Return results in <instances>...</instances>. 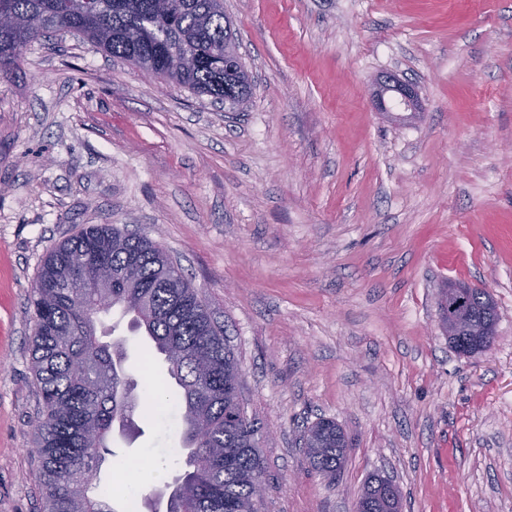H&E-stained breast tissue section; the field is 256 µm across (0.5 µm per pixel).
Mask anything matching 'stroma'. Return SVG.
Masks as SVG:
<instances>
[{
	"instance_id": "35a3bbf8",
	"label": "stroma",
	"mask_w": 512,
	"mask_h": 512,
	"mask_svg": "<svg viewBox=\"0 0 512 512\" xmlns=\"http://www.w3.org/2000/svg\"><path fill=\"white\" fill-rule=\"evenodd\" d=\"M247 111L65 34L0 77V512H44L29 296L88 224L157 241L223 327L260 425V512H355L388 477L403 512H512V0H224ZM419 112L380 113L377 77ZM488 291L490 350L460 355L443 288ZM336 419L335 484L302 429ZM99 473L126 512L184 466L177 419L136 413ZM389 92L398 95L399 105L403 106L404 110L419 112L420 103L415 87L394 74L379 78L376 82L374 103L379 112H389L384 99L385 94Z\"/></svg>"
}]
</instances>
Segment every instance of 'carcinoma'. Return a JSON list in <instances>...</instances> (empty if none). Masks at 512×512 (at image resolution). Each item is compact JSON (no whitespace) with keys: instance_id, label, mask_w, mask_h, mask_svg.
<instances>
[{"instance_id":"1","label":"carcinoma","mask_w":512,"mask_h":512,"mask_svg":"<svg viewBox=\"0 0 512 512\" xmlns=\"http://www.w3.org/2000/svg\"><path fill=\"white\" fill-rule=\"evenodd\" d=\"M0 0L14 26L0 30V75L20 66L25 49L58 30H73L112 57L152 71L198 95L230 105L250 97L252 82L224 73V0ZM467 323L449 337L463 355L477 352L469 322L496 325L488 293L469 289ZM34 319L31 370L42 410L34 444L35 475L45 512H112L97 473L114 455V432L125 434L138 411L153 408L146 389L123 367V342L103 341L101 317L131 316L164 356L178 387L186 469L168 496L167 512H258L253 484L264 478L258 427L236 394L239 364L224 331L179 268L155 241L112 224H90L46 256L29 297ZM85 366V371L76 366ZM315 472L333 483L346 462L347 437L322 418L303 435ZM384 481L371 476L358 512H393Z\"/></svg>"}]
</instances>
